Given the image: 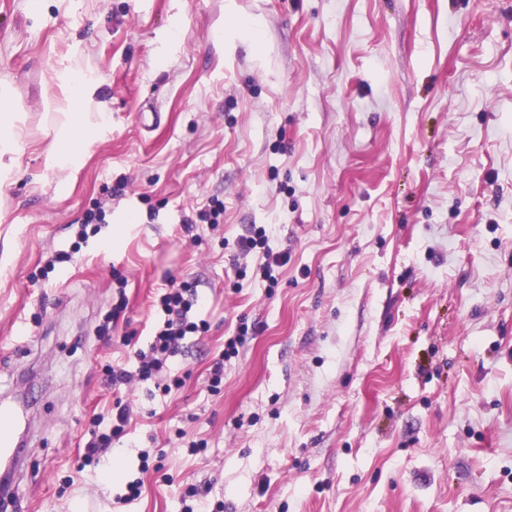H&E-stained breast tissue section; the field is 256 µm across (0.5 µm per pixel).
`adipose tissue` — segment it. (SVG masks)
<instances>
[{
  "mask_svg": "<svg viewBox=\"0 0 512 512\" xmlns=\"http://www.w3.org/2000/svg\"><path fill=\"white\" fill-rule=\"evenodd\" d=\"M68 110L56 118L41 117L39 128H51L53 141L46 158L49 168L65 171L77 168L86 145L99 139L110 129L109 116L104 112L89 111L97 89L95 79L71 75L67 78ZM28 129L11 110L7 94H0V177H9L17 153L18 143Z\"/></svg>",
  "mask_w": 512,
  "mask_h": 512,
  "instance_id": "1",
  "label": "adipose tissue"
}]
</instances>
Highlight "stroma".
Wrapping results in <instances>:
<instances>
[{
  "instance_id": "1",
  "label": "stroma",
  "mask_w": 512,
  "mask_h": 512,
  "mask_svg": "<svg viewBox=\"0 0 512 512\" xmlns=\"http://www.w3.org/2000/svg\"><path fill=\"white\" fill-rule=\"evenodd\" d=\"M68 69L111 133L68 175L44 132L0 182V391L33 380L40 413L18 512H110L136 478L130 512L188 484L223 512H512V0H0L14 111L58 113ZM262 225L272 283L237 248ZM183 280L210 323L183 386L112 390ZM119 401L129 434L79 469ZM247 333L246 327L240 326L238 336H232L228 339L226 349L222 350L213 362L210 371L208 392L219 393L224 383V358L231 357L232 354L238 353V344H241Z\"/></svg>"
}]
</instances>
